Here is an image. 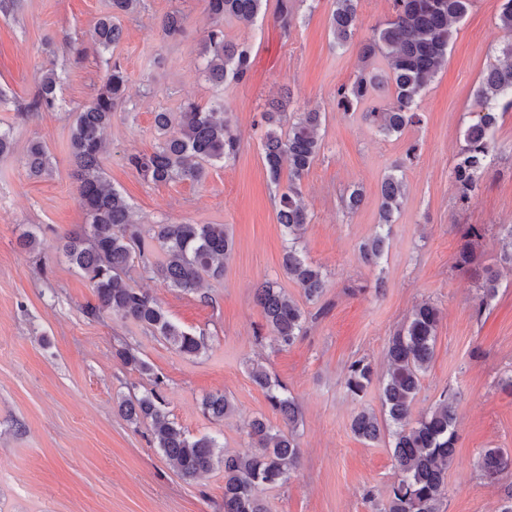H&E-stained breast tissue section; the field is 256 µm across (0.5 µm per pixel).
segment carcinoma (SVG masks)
<instances>
[{
    "mask_svg": "<svg viewBox=\"0 0 512 512\" xmlns=\"http://www.w3.org/2000/svg\"><path fill=\"white\" fill-rule=\"evenodd\" d=\"M142 0H110L111 13L92 32L94 44L115 49L122 28L114 21L119 15L139 11ZM268 0H205L213 22L199 60L207 80L226 88L244 82L251 69V49L245 42L224 37V19L252 22L260 17ZM274 20L282 34L289 36L296 25L292 0H277ZM330 32L339 48L350 45L359 28L358 0H331ZM473 0H392L391 16L373 25L359 42L361 65L354 79L336 89V108L344 113L364 108L362 117L386 137L399 136L406 127L422 122L418 112L423 92L448 60V48L460 21ZM496 26L512 34V0H501ZM166 37L180 41L186 32L179 12L167 15L163 23ZM504 63L491 65L475 91L479 111L463 134L453 166L455 199L465 206L481 188L493 151L492 133L499 113L512 111V41L499 48ZM62 76L49 66L41 71L37 91L26 104L29 112H53L58 107ZM128 76L121 63L106 59V77L97 93L76 112L70 127V154L75 166L77 201L86 214V227L79 232L59 235V250L78 268L93 289L97 304L86 310L92 318L108 312L131 320L163 339L179 353L198 357L207 352L204 334L195 335L173 322L148 291L131 284L130 270L135 259L143 260L142 270L161 279L170 288L195 291L206 279L224 276V259L231 253L232 239L222 224H141L133 219L131 207L115 189L105 184L102 168L103 133L112 116L126 103ZM284 102L273 100L260 113L255 126L260 129L262 160L270 181L278 188L277 221L288 239L283 272L300 288L308 302H317L326 288L321 266L309 261L299 248L296 231L308 220L301 181L315 162L322 147L321 113L303 112L283 125ZM155 128L159 142L150 153L132 154L128 164L144 180L170 183L202 181L208 168L236 158L240 137L227 116L224 104L204 106L187 100L175 112H158ZM415 147L406 150L405 159L385 175L380 184V224L378 231L361 246L363 258L372 263L388 246L385 227L393 223L406 193L402 173L405 161L413 160ZM288 162V179L281 185L283 162ZM24 165L36 178L49 176L53 163L46 146L33 141ZM487 234L483 224L464 227L457 262L479 280L475 307L481 313L497 295L499 271L479 267L478 249ZM159 253L152 263L148 256ZM271 341L282 350L302 336L305 311L276 281H266L255 292ZM441 310L431 302L416 305L406 323L389 337L385 347L387 370L379 378L381 414L363 408L351 421V432L369 443L388 440L392 448L397 479L381 501L380 512H440L448 490V468L454 462L458 442L455 397L443 393L427 412L413 417L412 409L434 355ZM121 363L142 375L151 367L139 351L127 342L114 348ZM251 380L265 391L273 413L283 426L264 417H255L246 434L258 451L229 453L216 437H192L169 419L161 394L150 389L139 396L119 401V414L129 423L146 421L151 425L154 447L186 479H194L217 467L224 469V512H269L263 494L288 484L295 474L301 450L296 430L301 412L288 389L259 363L249 364ZM375 371L363 360L347 369L345 386L355 397H362L372 386ZM204 415L222 420L234 411L231 400L222 393H209L201 399ZM477 466L490 483L512 478V456L499 448H486Z\"/></svg>",
    "mask_w": 512,
    "mask_h": 512,
    "instance_id": "1",
    "label": "carcinoma"
}]
</instances>
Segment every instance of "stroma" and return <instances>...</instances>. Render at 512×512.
<instances>
[{"instance_id": "35a3bbf8", "label": "stroma", "mask_w": 512, "mask_h": 512, "mask_svg": "<svg viewBox=\"0 0 512 512\" xmlns=\"http://www.w3.org/2000/svg\"><path fill=\"white\" fill-rule=\"evenodd\" d=\"M19 3L0 13V125L14 128V150L0 157V512H224L223 469L184 479L153 447L149 424H128L117 401L159 387L170 419L187 434L212 435L227 451L246 452L247 423L271 413L249 377L252 359L287 386L302 414L300 466L287 487L268 493L270 512H376L363 493L385 492L395 480L391 450L355 437L350 423L361 407L380 410L379 392L352 399L344 379L353 360L383 366L389 336L424 300L437 304L441 321L413 412H426L444 389L457 395L459 440L441 512H497L507 485L483 479L476 462L486 448L512 454V392L500 385L512 375V271L503 270L495 299L478 317L476 280L458 268L456 255L463 225L483 224L489 232L479 263H498V231L512 225V112L495 129L490 168L466 208L455 203L451 176L474 91L505 38L496 26L497 0H475L456 25L447 66L421 98V123L389 138L361 114L336 110V90L351 82L359 61L357 46L332 45L330 0H295L298 23L287 38L272 18L277 0H268L267 16L255 24L226 21L225 38L249 44L252 66L245 82L225 89L213 87L196 63L211 27L204 0H143L139 13L119 17L115 53L129 85L125 106L104 132L108 182L142 223L221 224L234 242L223 280L206 281L198 294L167 287L138 267L131 272L175 323L207 335L210 348L196 358L132 321L87 317L93 290L57 248L60 233L85 224L69 127L105 78L107 54L91 34L108 0ZM175 10L187 27L176 43L162 29ZM51 64L63 75L59 108L19 111ZM284 94L289 115L314 108L323 115V147L302 180L309 219L299 246L326 272L327 285L318 302L303 305V336L278 350L254 292L276 280L291 297L301 293L283 275L288 237L276 219L254 123ZM187 98L225 101L241 138L236 159L211 167L201 183L144 182L128 155L152 151L155 113L176 111ZM33 140L52 155V176H29L22 166ZM412 145L418 157L404 171L406 195L388 249L379 264L366 263L359 247L379 222L381 180ZM356 185L364 201L350 213L342 198ZM25 231L36 233L37 252L21 248ZM358 285L365 293L351 295ZM204 293L209 301H201ZM122 341L138 349L150 375L114 357ZM216 391L235 407L221 421L200 407L202 396Z\"/></svg>"}]
</instances>
